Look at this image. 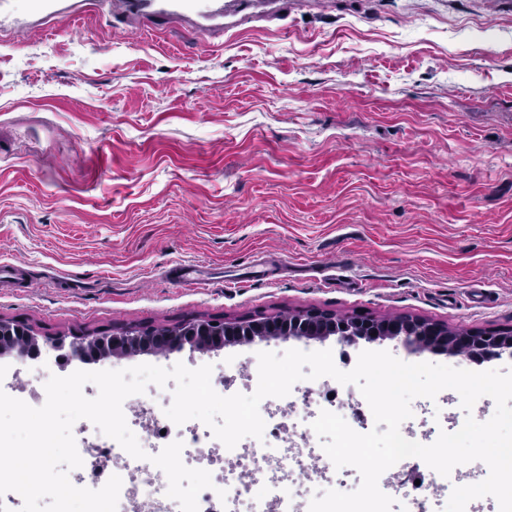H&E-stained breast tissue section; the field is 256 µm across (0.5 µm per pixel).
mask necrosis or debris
<instances>
[{
    "mask_svg": "<svg viewBox=\"0 0 512 512\" xmlns=\"http://www.w3.org/2000/svg\"><path fill=\"white\" fill-rule=\"evenodd\" d=\"M170 403V393L161 388L150 406L124 405L127 425L146 453L142 459L133 458L89 420H78L73 432L83 464L70 472L71 483L96 490L117 475L122 480L117 512H181L167 495L165 473L150 461L178 440L183 464L211 475V488L198 496L199 512H305L298 476L312 473L322 478L332 465L311 424L321 411L340 415L358 406L352 396L333 388L305 396L299 404L287 397H268L259 406L263 439L246 437L229 449L201 421L175 425L164 413ZM461 474L458 468L446 477L433 472L412 485L406 493L407 512H430V501L448 495Z\"/></svg>",
    "mask_w": 512,
    "mask_h": 512,
    "instance_id": "1",
    "label": "necrosis or debris"
}]
</instances>
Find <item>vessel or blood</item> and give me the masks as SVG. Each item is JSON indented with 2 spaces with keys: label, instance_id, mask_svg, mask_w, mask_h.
Listing matches in <instances>:
<instances>
[{
  "label": "vessel or blood",
  "instance_id": "b4317fda",
  "mask_svg": "<svg viewBox=\"0 0 512 512\" xmlns=\"http://www.w3.org/2000/svg\"><path fill=\"white\" fill-rule=\"evenodd\" d=\"M266 5L267 0H114L117 14L135 24L188 18L200 30L223 28L226 16L251 13Z\"/></svg>",
  "mask_w": 512,
  "mask_h": 512
}]
</instances>
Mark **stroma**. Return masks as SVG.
Returning a JSON list of instances; mask_svg holds the SVG:
<instances>
[{
    "label": "stroma",
    "mask_w": 512,
    "mask_h": 512,
    "mask_svg": "<svg viewBox=\"0 0 512 512\" xmlns=\"http://www.w3.org/2000/svg\"><path fill=\"white\" fill-rule=\"evenodd\" d=\"M0 28L1 319L43 339L309 310L512 328V0H295L209 33L105 4ZM289 349L512 368L333 336L94 368L209 364L241 393L258 352ZM495 408L445 389L406 425Z\"/></svg>",
    "instance_id": "stroma-1"
}]
</instances>
